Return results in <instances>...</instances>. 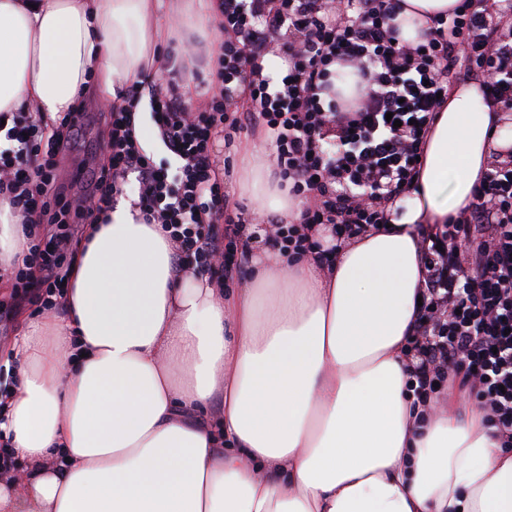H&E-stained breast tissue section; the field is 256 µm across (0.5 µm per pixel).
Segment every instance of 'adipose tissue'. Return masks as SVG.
I'll return each mask as SVG.
<instances>
[{
	"instance_id": "1",
	"label": "adipose tissue",
	"mask_w": 512,
	"mask_h": 512,
	"mask_svg": "<svg viewBox=\"0 0 512 512\" xmlns=\"http://www.w3.org/2000/svg\"><path fill=\"white\" fill-rule=\"evenodd\" d=\"M457 0H401L417 41ZM161 0H0V112L54 125L92 81L105 99L168 70ZM512 144L477 84L454 86L416 190L327 264L251 247L254 279L176 271L158 225L118 202L74 243L58 308L25 319L0 358V512H512V453L451 391L407 390L424 289L422 225L468 205L492 142ZM267 138L240 183L297 221L266 181Z\"/></svg>"
}]
</instances>
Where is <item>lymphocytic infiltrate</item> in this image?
<instances>
[{
    "label": "lymphocytic infiltrate",
    "instance_id": "obj_1",
    "mask_svg": "<svg viewBox=\"0 0 512 512\" xmlns=\"http://www.w3.org/2000/svg\"><path fill=\"white\" fill-rule=\"evenodd\" d=\"M398 0H220L221 37L208 57L193 46L162 77L128 86L107 111L108 161L76 192L56 174L62 147L79 131L84 106L46 131L39 113L8 112L0 125V206L20 218L28 262L0 266L12 280L10 320L24 302L61 297L72 243L107 214L136 180L144 223L160 225L183 263L225 283L243 275L224 257L244 236L243 208L224 191L229 170L214 150L237 133H271V176L302 202L298 222L270 214L266 245L295 257L328 259L309 232L344 243L389 223L396 197L413 190L419 157L453 80L475 79L492 112H512V0H459L419 41L399 40ZM286 35L285 75L264 76L270 39ZM354 67L365 89L352 104L332 91L335 64ZM209 73L196 104L186 81ZM148 100L169 170L134 135L130 109ZM425 287L407 350L408 388L422 405L444 388L467 391L483 408L501 447L512 448V144L492 147L471 203L422 236Z\"/></svg>",
    "mask_w": 512,
    "mask_h": 512
}]
</instances>
